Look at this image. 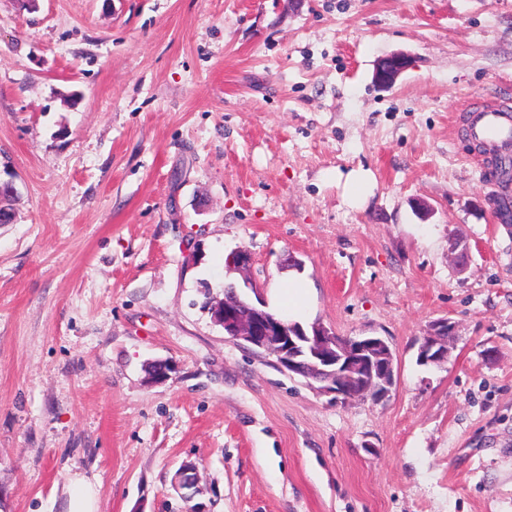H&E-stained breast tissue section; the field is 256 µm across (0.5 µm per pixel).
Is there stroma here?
Wrapping results in <instances>:
<instances>
[{"label":"stroma","instance_id":"35a3bbf8","mask_svg":"<svg viewBox=\"0 0 512 512\" xmlns=\"http://www.w3.org/2000/svg\"><path fill=\"white\" fill-rule=\"evenodd\" d=\"M477 93L512 98V0H0V512H66L78 478L97 512H512V228ZM294 260L313 322L393 345L383 403L204 310ZM441 319L448 359L419 364ZM412 65V57L404 52L393 53L378 63L375 82L382 88H391L397 79Z\"/></svg>","mask_w":512,"mask_h":512}]
</instances>
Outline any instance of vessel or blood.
I'll list each match as a JSON object with an SVG mask.
<instances>
[{"mask_svg": "<svg viewBox=\"0 0 512 512\" xmlns=\"http://www.w3.org/2000/svg\"><path fill=\"white\" fill-rule=\"evenodd\" d=\"M469 112V138L481 143L490 158L512 159V104L483 100L472 104Z\"/></svg>", "mask_w": 512, "mask_h": 512, "instance_id": "1", "label": "vessel or blood"}]
</instances>
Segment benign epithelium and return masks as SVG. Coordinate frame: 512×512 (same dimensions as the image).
<instances>
[{
  "mask_svg": "<svg viewBox=\"0 0 512 512\" xmlns=\"http://www.w3.org/2000/svg\"><path fill=\"white\" fill-rule=\"evenodd\" d=\"M412 65V57L404 52L393 53L378 63L375 82L391 88ZM450 259L463 272L468 267L469 249L458 243L450 250ZM213 322L236 341L262 354L272 355L278 365L296 374L306 368V374L316 380L315 390L336 399H370L376 403L386 400L394 385L390 364L391 349L379 336H339L319 324L311 331L296 329L266 312L259 305L217 301L209 307ZM450 324L441 320L421 338L420 362L440 363L448 360ZM189 465L176 474L174 485L184 491L183 497L193 498L196 480Z\"/></svg>",
  "mask_w": 512,
  "mask_h": 512,
  "instance_id": "benign-epithelium-1",
  "label": "benign epithelium"
}]
</instances>
